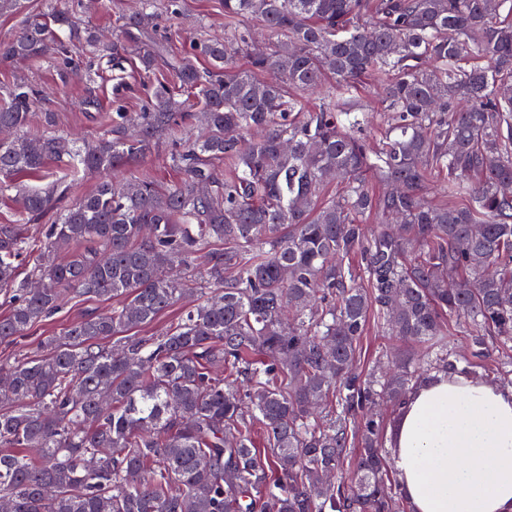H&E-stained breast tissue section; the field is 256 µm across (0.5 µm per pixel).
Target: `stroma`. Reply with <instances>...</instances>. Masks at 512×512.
<instances>
[{
  "label": "stroma",
  "mask_w": 512,
  "mask_h": 512,
  "mask_svg": "<svg viewBox=\"0 0 512 512\" xmlns=\"http://www.w3.org/2000/svg\"><path fill=\"white\" fill-rule=\"evenodd\" d=\"M106 9H98L97 0H82L81 15L89 25L103 31L110 38L121 35L124 17L137 5L138 0H107ZM178 16L163 15L162 24L173 35L171 47L176 55L190 54L191 41H198L224 34L223 0H182ZM95 79H87L85 72H77L68 84H61L56 76L55 60L51 57L9 61L0 64V82L15 81L31 84L46 93L45 109L56 115L57 134L77 137L92 142L107 136L110 119L116 110L138 112L145 99L148 86L159 81L172 82L173 75L167 68L145 73L139 68L135 48H128L120 60L104 56L94 66ZM93 97L97 106L85 109L86 97ZM93 301H66L63 309L32 326L24 336L12 344H0V367L32 357L39 353L40 344L47 337L86 313L96 309ZM448 347L459 357L472 361L470 377L484 379L488 369L512 370V348L494 350L490 356H474L469 339L455 319H448ZM403 345L395 338L384 335L375 324H368L360 342L359 371L372 369L392 356Z\"/></svg>",
  "instance_id": "obj_1"
}]
</instances>
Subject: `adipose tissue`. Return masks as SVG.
Returning <instances> with one entry per match:
<instances>
[{"instance_id": "obj_1", "label": "adipose tissue", "mask_w": 512, "mask_h": 512, "mask_svg": "<svg viewBox=\"0 0 512 512\" xmlns=\"http://www.w3.org/2000/svg\"><path fill=\"white\" fill-rule=\"evenodd\" d=\"M394 464L411 512H512V386L445 374L418 385Z\"/></svg>"}]
</instances>
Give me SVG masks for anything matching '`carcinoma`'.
<instances>
[{"label": "carcinoma", "mask_w": 512, "mask_h": 512, "mask_svg": "<svg viewBox=\"0 0 512 512\" xmlns=\"http://www.w3.org/2000/svg\"><path fill=\"white\" fill-rule=\"evenodd\" d=\"M249 19L285 39L240 69ZM158 28L155 0L125 22L126 40H147L141 70L177 79L151 87L133 136L123 112L91 144L56 134L53 112L31 133L44 92L0 90V129L17 132L0 141L1 193L49 162L100 179L72 202L58 180L16 197L15 223L0 224V343L59 312L66 293L113 301L5 374L0 501L9 512H405L372 408L406 402L411 360L383 379L354 365L371 321L426 345L450 375L469 364L449 353L445 317L463 320L477 356L512 343V0H224L227 37L181 59ZM74 42L106 51L54 4L0 41V61L52 55L65 83ZM367 82L388 113L374 150L350 112ZM321 89L306 108L302 94ZM192 121L203 133L187 139ZM164 138L183 178L116 189L111 176ZM199 284L206 298L165 333H132ZM355 432L350 483L323 481Z\"/></svg>", "instance_id": "carcinoma-1"}]
</instances>
